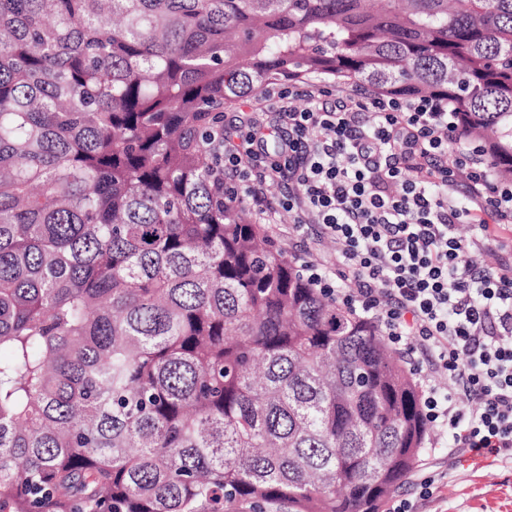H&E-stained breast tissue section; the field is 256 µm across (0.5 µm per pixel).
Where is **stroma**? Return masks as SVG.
Wrapping results in <instances>:
<instances>
[{
    "instance_id": "1",
    "label": "stroma",
    "mask_w": 512,
    "mask_h": 512,
    "mask_svg": "<svg viewBox=\"0 0 512 512\" xmlns=\"http://www.w3.org/2000/svg\"><path fill=\"white\" fill-rule=\"evenodd\" d=\"M294 217L275 215L266 230L277 245L285 247L298 262L318 261L335 265L330 241L308 244L297 239ZM448 432L431 429L430 441L408 480L386 499L382 512H392L395 501L416 499L420 483L430 480L429 496L422 512H512V456L491 454L454 460L448 453Z\"/></svg>"
}]
</instances>
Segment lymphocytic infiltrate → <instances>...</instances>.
<instances>
[{
    "label": "lymphocytic infiltrate",
    "mask_w": 512,
    "mask_h": 512,
    "mask_svg": "<svg viewBox=\"0 0 512 512\" xmlns=\"http://www.w3.org/2000/svg\"><path fill=\"white\" fill-rule=\"evenodd\" d=\"M270 107L276 154L256 131L224 128L236 196L292 212L297 234L334 242L345 287L321 264L303 271L360 304L393 344L413 341L447 379L448 394L425 386L423 404L458 455L512 453V261L480 270L469 260L512 223V181L492 179L479 148L456 146L454 115L437 99L356 89L328 101L292 85ZM474 221L480 235H459Z\"/></svg>",
    "instance_id": "f902f5d3"
}]
</instances>
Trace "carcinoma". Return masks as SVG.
I'll use <instances>...</instances> for the list:
<instances>
[{"label":"carcinoma","mask_w":512,"mask_h":512,"mask_svg":"<svg viewBox=\"0 0 512 512\" xmlns=\"http://www.w3.org/2000/svg\"><path fill=\"white\" fill-rule=\"evenodd\" d=\"M436 96L512 181V0H0V512H380L413 373L224 192V103Z\"/></svg>","instance_id":"carcinoma-1"}]
</instances>
